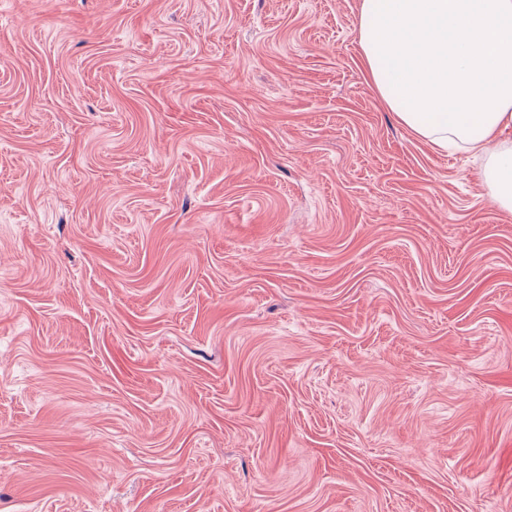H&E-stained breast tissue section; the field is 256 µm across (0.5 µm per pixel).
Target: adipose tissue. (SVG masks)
Wrapping results in <instances>:
<instances>
[{"mask_svg":"<svg viewBox=\"0 0 512 512\" xmlns=\"http://www.w3.org/2000/svg\"><path fill=\"white\" fill-rule=\"evenodd\" d=\"M358 35L388 109L433 147L482 157L512 211V0H362Z\"/></svg>","mask_w":512,"mask_h":512,"instance_id":"obj_1","label":"adipose tissue"}]
</instances>
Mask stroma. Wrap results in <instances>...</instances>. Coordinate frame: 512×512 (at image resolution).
Returning a JSON list of instances; mask_svg holds the SVG:
<instances>
[{
	"instance_id": "obj_1",
	"label": "stroma",
	"mask_w": 512,
	"mask_h": 512,
	"mask_svg": "<svg viewBox=\"0 0 512 512\" xmlns=\"http://www.w3.org/2000/svg\"><path fill=\"white\" fill-rule=\"evenodd\" d=\"M359 0H0V512H512V212Z\"/></svg>"
}]
</instances>
